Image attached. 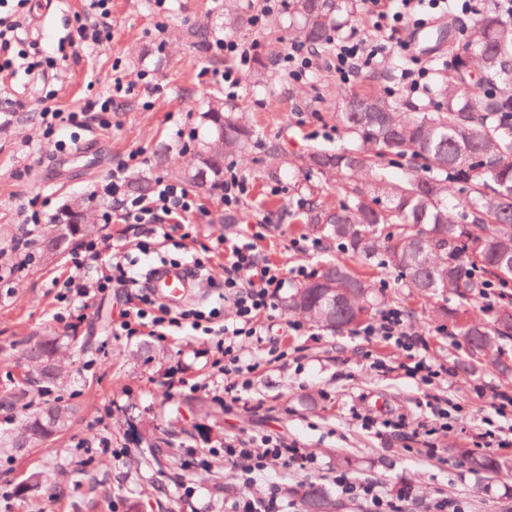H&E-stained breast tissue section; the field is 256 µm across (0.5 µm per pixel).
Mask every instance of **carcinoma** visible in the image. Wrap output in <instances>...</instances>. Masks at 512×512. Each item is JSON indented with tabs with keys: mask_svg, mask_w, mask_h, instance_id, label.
Wrapping results in <instances>:
<instances>
[{
	"mask_svg": "<svg viewBox=\"0 0 512 512\" xmlns=\"http://www.w3.org/2000/svg\"><path fill=\"white\" fill-rule=\"evenodd\" d=\"M355 0H289L296 20L294 38L323 45L337 16L351 14ZM512 73V22L493 3L484 5L464 50L453 52V65L438 89L435 108L421 112L397 101L388 91L340 96L336 123L354 148H312L304 157L320 178L354 180L342 203L331 212L321 204L318 185L299 199L308 224L323 226L343 249L364 263H379L399 273L406 286L425 296L455 295L458 307L447 312L458 335L478 352L499 337H512V298L501 303L487 324L474 320L477 283L466 276L475 266L512 282V89L503 76ZM204 117L209 136L190 159L189 180L210 191L224 189V152L242 150L253 131L224 111V99H207ZM403 161L397 180L387 164ZM465 194L461 214L448 212L453 188ZM89 216L83 201L71 205L65 223L29 242L44 253L61 250L85 231ZM369 284L342 263H327L317 277L289 297L286 308L329 329L359 325L371 314ZM25 381L0 395V409L29 406L25 382L41 384L40 394L68 384L61 347L47 339L21 354ZM75 405L44 402L8 432L0 447L27 448L63 430ZM299 512H335L336 503L314 485L295 491Z\"/></svg>",
	"mask_w": 512,
	"mask_h": 512,
	"instance_id": "cac0c4a2",
	"label": "carcinoma"
}]
</instances>
